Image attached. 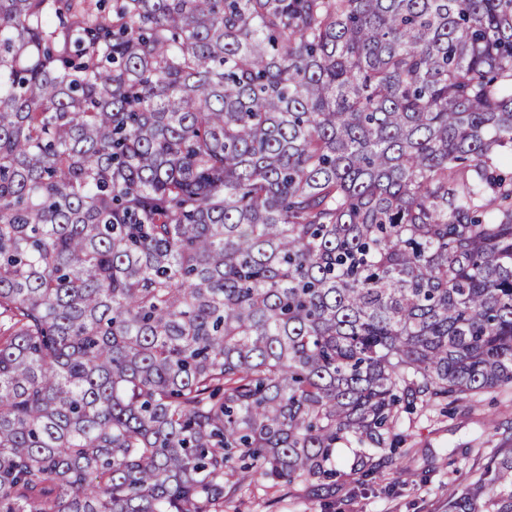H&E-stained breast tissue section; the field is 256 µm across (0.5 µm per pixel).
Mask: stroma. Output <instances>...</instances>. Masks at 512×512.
<instances>
[{
	"mask_svg": "<svg viewBox=\"0 0 512 512\" xmlns=\"http://www.w3.org/2000/svg\"><path fill=\"white\" fill-rule=\"evenodd\" d=\"M400 432L402 458L376 478L352 475L355 449H337L346 478L330 500L303 484L281 490L271 506L264 487L255 485L226 512H446L456 486L478 473L496 449L512 448V390H490L449 410L414 412Z\"/></svg>",
	"mask_w": 512,
	"mask_h": 512,
	"instance_id": "35a3bbf8",
	"label": "stroma"
}]
</instances>
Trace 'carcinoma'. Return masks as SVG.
<instances>
[{"instance_id":"cac0c4a2","label":"carcinoma","mask_w":512,"mask_h":512,"mask_svg":"<svg viewBox=\"0 0 512 512\" xmlns=\"http://www.w3.org/2000/svg\"><path fill=\"white\" fill-rule=\"evenodd\" d=\"M508 157L512 0H0V512L334 493L512 387Z\"/></svg>"}]
</instances>
